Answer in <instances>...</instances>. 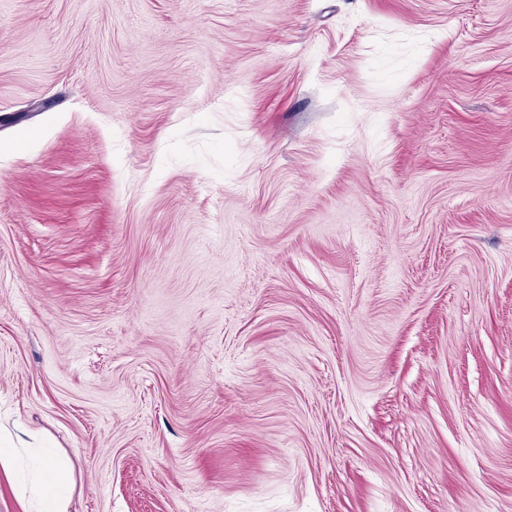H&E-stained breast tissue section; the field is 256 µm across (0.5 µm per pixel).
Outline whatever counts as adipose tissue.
Masks as SVG:
<instances>
[{
	"label": "adipose tissue",
	"instance_id": "1",
	"mask_svg": "<svg viewBox=\"0 0 512 512\" xmlns=\"http://www.w3.org/2000/svg\"><path fill=\"white\" fill-rule=\"evenodd\" d=\"M68 467L47 453L37 455L34 475L26 490L28 512H69Z\"/></svg>",
	"mask_w": 512,
	"mask_h": 512
}]
</instances>
